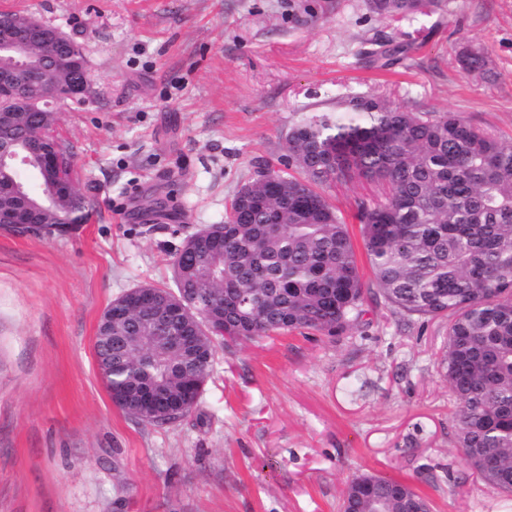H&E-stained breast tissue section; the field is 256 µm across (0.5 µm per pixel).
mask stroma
Returning a JSON list of instances; mask_svg holds the SVG:
<instances>
[{
  "label": "stroma",
  "instance_id": "1",
  "mask_svg": "<svg viewBox=\"0 0 512 512\" xmlns=\"http://www.w3.org/2000/svg\"><path fill=\"white\" fill-rule=\"evenodd\" d=\"M81 43L93 94L56 109L92 203L66 234L0 229V512H342L363 474L411 485L433 512H512L462 458L441 367L448 316L404 319L367 295L340 335L215 339L203 391L154 426L115 407L94 349L126 291L174 289L184 238L223 223L238 188L286 152L303 115L384 95L456 112L512 143V0H448L391 22L366 0H0ZM414 43L385 68L365 40ZM486 53L490 75L456 54ZM364 287L360 202L339 182Z\"/></svg>",
  "mask_w": 512,
  "mask_h": 512
}]
</instances>
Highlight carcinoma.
I'll list each match as a JSON object with an SVG mask.
<instances>
[{
	"mask_svg": "<svg viewBox=\"0 0 512 512\" xmlns=\"http://www.w3.org/2000/svg\"><path fill=\"white\" fill-rule=\"evenodd\" d=\"M386 19L443 13L447 0H368ZM413 50L409 43L372 42L365 57L386 67ZM467 73L489 72L479 50L457 54ZM41 142L54 146L58 182H73L74 152L55 134L56 118L32 115ZM30 145L17 121L0 122V147ZM288 170L265 165L231 201L232 218L186 237L195 279L174 260L176 288H195L203 313L224 311L223 337L232 341L310 328L335 336L353 321L365 289L343 215L323 187L364 180L384 200L361 203L356 218L374 283L384 301L407 317L448 315L443 364L458 401L459 445L488 484L512 492V144L451 112H414L378 96L353 97L332 111L301 117L287 138ZM40 192L22 200L43 224L59 221L46 181L28 167ZM175 325L158 306L120 328L124 343L95 341L108 364V388L133 393L147 384L176 387L179 375L210 369L214 346L144 353L140 328L165 334ZM384 512H431L410 485L367 476ZM344 512H372L348 484Z\"/></svg>",
	"mask_w": 512,
	"mask_h": 512,
	"instance_id": "obj_1",
	"label": "carcinoma"
}]
</instances>
